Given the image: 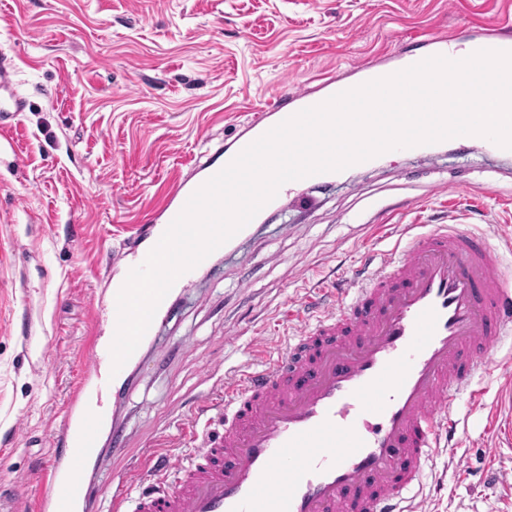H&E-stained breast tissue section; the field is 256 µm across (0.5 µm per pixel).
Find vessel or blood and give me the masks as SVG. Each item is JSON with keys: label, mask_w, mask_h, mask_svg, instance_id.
Returning <instances> with one entry per match:
<instances>
[{"label": "vessel or blood", "mask_w": 512, "mask_h": 512, "mask_svg": "<svg viewBox=\"0 0 512 512\" xmlns=\"http://www.w3.org/2000/svg\"><path fill=\"white\" fill-rule=\"evenodd\" d=\"M500 26L463 25L427 38V56L451 44L512 51ZM358 64L357 80L329 77V95L415 64ZM309 91L280 96L247 126L244 143L311 107ZM25 107L0 73V129ZM181 177L159 215L140 225L155 242L197 190ZM392 249L364 254L358 274L327 295L288 300L280 315L293 334L277 354L225 372L218 396L203 400L180 430L188 462L151 456L112 480V512H427L414 496L440 449L458 447L455 405L478 400L487 356L512 342V226L491 232L445 224H396ZM109 344L92 347L72 390L69 420L46 469L36 473L38 512H83L81 476L97 458L109 393L127 382ZM218 411L217 426L198 416Z\"/></svg>", "instance_id": "1"}]
</instances>
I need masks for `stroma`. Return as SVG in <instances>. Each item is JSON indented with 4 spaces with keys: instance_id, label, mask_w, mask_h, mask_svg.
Listing matches in <instances>:
<instances>
[{
    "instance_id": "1",
    "label": "stroma",
    "mask_w": 512,
    "mask_h": 512,
    "mask_svg": "<svg viewBox=\"0 0 512 512\" xmlns=\"http://www.w3.org/2000/svg\"><path fill=\"white\" fill-rule=\"evenodd\" d=\"M512 0H0V69L25 99L0 154V512H34L67 398L89 364L92 323L108 327L117 252L216 143L234 147L256 109L369 55L424 51L431 31L501 21ZM284 199L248 238L173 299L110 402L102 463L85 476L92 512H110L114 474L156 451L190 453L177 424L256 363V329L287 298L359 266L368 227L512 225V156L446 144L392 155ZM484 407L459 402L463 467L440 455L431 512H512V384L497 364ZM126 452L112 453L114 428Z\"/></svg>"
}]
</instances>
